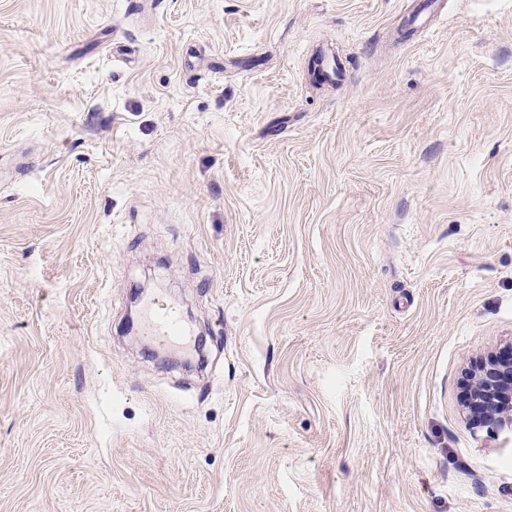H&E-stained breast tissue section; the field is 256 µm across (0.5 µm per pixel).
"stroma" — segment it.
Listing matches in <instances>:
<instances>
[{"label":"stroma","instance_id":"1","mask_svg":"<svg viewBox=\"0 0 512 512\" xmlns=\"http://www.w3.org/2000/svg\"><path fill=\"white\" fill-rule=\"evenodd\" d=\"M419 2L0 0V512H512V0ZM138 332L145 341L183 357H193L200 349V337L195 328L184 322L155 295L141 297ZM471 389L465 408L476 415L477 428L490 436L512 431V354L509 350L491 355L470 375Z\"/></svg>","mask_w":512,"mask_h":512}]
</instances>
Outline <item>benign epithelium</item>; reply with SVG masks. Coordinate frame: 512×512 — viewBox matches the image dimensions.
<instances>
[{
  "instance_id": "obj_1",
  "label": "benign epithelium",
  "mask_w": 512,
  "mask_h": 512,
  "mask_svg": "<svg viewBox=\"0 0 512 512\" xmlns=\"http://www.w3.org/2000/svg\"><path fill=\"white\" fill-rule=\"evenodd\" d=\"M471 389L465 408L475 416L476 427L490 436L512 431V352L492 355L470 375Z\"/></svg>"
}]
</instances>
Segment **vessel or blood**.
<instances>
[{
    "label": "vessel or blood",
    "mask_w": 512,
    "mask_h": 512,
    "mask_svg": "<svg viewBox=\"0 0 512 512\" xmlns=\"http://www.w3.org/2000/svg\"><path fill=\"white\" fill-rule=\"evenodd\" d=\"M138 332L145 341L183 357L194 356L200 349V338L195 328L155 295H145L140 300Z\"/></svg>",
    "instance_id": "1"
}]
</instances>
